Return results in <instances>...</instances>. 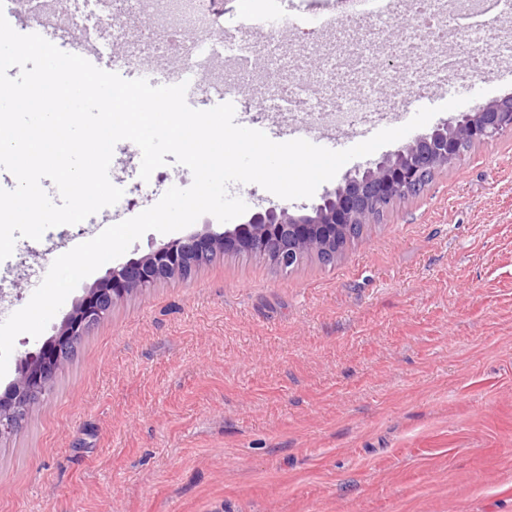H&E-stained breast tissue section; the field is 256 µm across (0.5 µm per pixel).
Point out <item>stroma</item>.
Instances as JSON below:
<instances>
[{
  "label": "stroma",
  "instance_id": "1",
  "mask_svg": "<svg viewBox=\"0 0 512 512\" xmlns=\"http://www.w3.org/2000/svg\"><path fill=\"white\" fill-rule=\"evenodd\" d=\"M293 13L320 25L295 32L286 57L223 17L256 46L224 73L235 121L273 141L302 117L270 110L271 68L295 95L303 72L337 100H386L351 126L313 123L327 141L360 143L416 103L437 108V125L451 98L512 96V14L482 19L476 44L448 22V68L424 74L406 52V0L361 6L358 24L335 0H297ZM407 84L411 102L396 95ZM141 158L131 141L114 147L127 219L193 180L173 161L142 180ZM90 227L18 238L0 261V316ZM105 275L84 278L41 336L16 338L0 394ZM0 512H512V133L394 200L333 263L285 272L229 253L116 302L0 444Z\"/></svg>",
  "mask_w": 512,
  "mask_h": 512
}]
</instances>
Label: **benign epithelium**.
<instances>
[{"mask_svg": "<svg viewBox=\"0 0 512 512\" xmlns=\"http://www.w3.org/2000/svg\"><path fill=\"white\" fill-rule=\"evenodd\" d=\"M509 131L512 96L461 112L374 165L346 172L308 214L293 215L288 208L272 204L232 230L174 239L110 268L75 304L49 341L21 356L15 381L0 395V442L22 428L33 400L52 389L58 371L80 345L86 330L102 322L118 300L143 294L188 266L206 265L229 252H247L282 271L311 255L334 259L331 247L337 236L349 233L357 224L378 223L379 203L419 193L428 185L426 175L454 164L463 147Z\"/></svg>", "mask_w": 512, "mask_h": 512, "instance_id": "1", "label": "benign epithelium"}]
</instances>
